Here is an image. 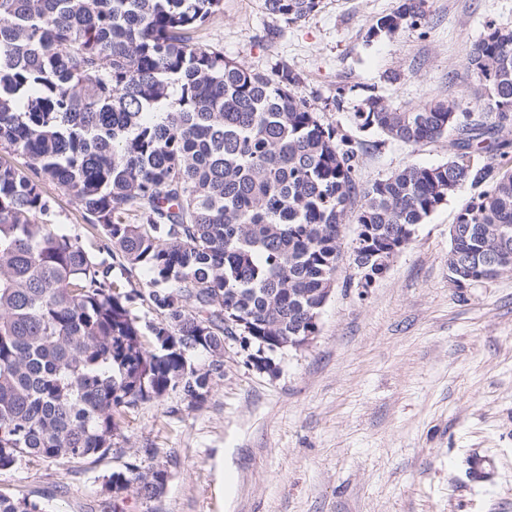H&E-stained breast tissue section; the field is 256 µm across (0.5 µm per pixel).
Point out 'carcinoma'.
Listing matches in <instances>:
<instances>
[{"label": "carcinoma", "mask_w": 512, "mask_h": 512, "mask_svg": "<svg viewBox=\"0 0 512 512\" xmlns=\"http://www.w3.org/2000/svg\"><path fill=\"white\" fill-rule=\"evenodd\" d=\"M222 0H0V470L32 458L81 463L116 447L120 419L179 390L205 400L224 372V340L255 348L314 331L313 314L342 260L345 217L359 232L360 287L417 225L465 184L448 277L472 288L512 256V168L480 162L486 134L512 146V30L488 26L469 65L484 91L480 120L454 99L401 109L369 94L351 121L405 145L469 133L447 162L407 164L363 187L361 140L325 123L283 64L254 72L187 33ZM321 0H264L298 22ZM400 0L367 38L425 20ZM58 184L118 253L147 274L162 316L146 350L112 264L47 223ZM167 470L131 460L108 491L157 499ZM0 512H47L0 493Z\"/></svg>", "instance_id": "obj_1"}]
</instances>
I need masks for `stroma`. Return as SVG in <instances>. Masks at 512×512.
Segmentation results:
<instances>
[{"label": "stroma", "mask_w": 512, "mask_h": 512, "mask_svg": "<svg viewBox=\"0 0 512 512\" xmlns=\"http://www.w3.org/2000/svg\"><path fill=\"white\" fill-rule=\"evenodd\" d=\"M398 5L321 0L287 23L263 0H222L189 36L262 74L287 64L323 121L350 134L369 94L397 108L450 98L480 114L469 55L488 25L512 30V0H426L421 26L367 41ZM360 139L362 186L457 150L452 134L416 146L369 132ZM45 190L52 223L97 252L100 231L59 185ZM475 192L464 186L418 225L370 287L341 263L316 338L277 355L275 373L256 371L226 342L224 374L202 404L178 391L142 403L105 458H33L0 470V493L47 512H112L106 481L136 460L166 468L168 482L148 504L128 495L122 512H512V270L471 288L448 280L449 230ZM475 450L498 476L470 489Z\"/></svg>", "instance_id": "35a3bbf8"}]
</instances>
